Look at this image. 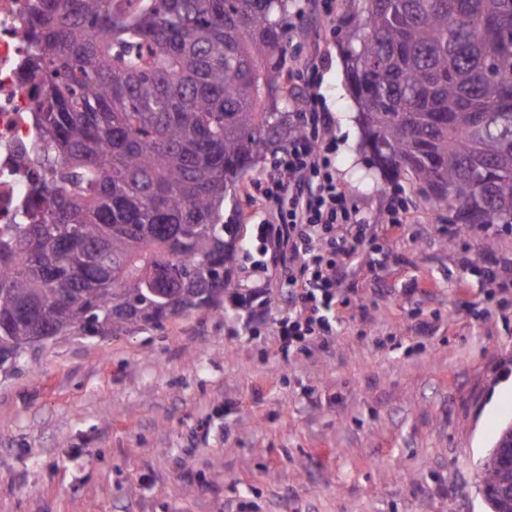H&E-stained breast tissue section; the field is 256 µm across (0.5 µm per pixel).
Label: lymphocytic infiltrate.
I'll return each mask as SVG.
<instances>
[{
	"instance_id": "1",
	"label": "lymphocytic infiltrate",
	"mask_w": 512,
	"mask_h": 512,
	"mask_svg": "<svg viewBox=\"0 0 512 512\" xmlns=\"http://www.w3.org/2000/svg\"><path fill=\"white\" fill-rule=\"evenodd\" d=\"M302 135L289 139L255 189L268 217L257 227L255 266L272 272L285 304L277 320L282 350L328 348L348 304V269L363 257L367 227L336 183L326 145L329 113L304 102Z\"/></svg>"
}]
</instances>
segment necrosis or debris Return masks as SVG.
<instances>
[{
  "label": "necrosis or debris",
  "instance_id": "4bbe7bcc",
  "mask_svg": "<svg viewBox=\"0 0 512 512\" xmlns=\"http://www.w3.org/2000/svg\"><path fill=\"white\" fill-rule=\"evenodd\" d=\"M29 0H0V231L18 223L39 171V81L27 67L34 47L24 35Z\"/></svg>",
  "mask_w": 512,
  "mask_h": 512
}]
</instances>
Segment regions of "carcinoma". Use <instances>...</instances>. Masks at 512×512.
Masks as SVG:
<instances>
[{"label":"carcinoma","instance_id":"obj_1","mask_svg":"<svg viewBox=\"0 0 512 512\" xmlns=\"http://www.w3.org/2000/svg\"><path fill=\"white\" fill-rule=\"evenodd\" d=\"M286 0H30L46 149L0 236V369L39 336H120L216 309L224 200L288 142ZM343 48L365 143L462 224L512 225V0H364ZM512 469L490 458L492 512Z\"/></svg>","mask_w":512,"mask_h":512}]
</instances>
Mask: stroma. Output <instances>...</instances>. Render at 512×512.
<instances>
[{
  "mask_svg": "<svg viewBox=\"0 0 512 512\" xmlns=\"http://www.w3.org/2000/svg\"><path fill=\"white\" fill-rule=\"evenodd\" d=\"M362 3L336 0L331 23L288 0V59L322 44L336 180L371 226L372 264L357 267L328 350H281L274 288L266 322L239 331L262 283L264 215L245 198L269 151L224 202L243 241L222 308L58 336L0 371V512H489L478 470L512 424V388L498 387L512 377V292L488 303L470 268L511 263L512 234L450 225L410 177L371 167L341 49ZM397 190L410 209L389 234Z\"/></svg>",
  "mask_w": 512,
  "mask_h": 512,
  "instance_id": "obj_1",
  "label": "stroma"
}]
</instances>
